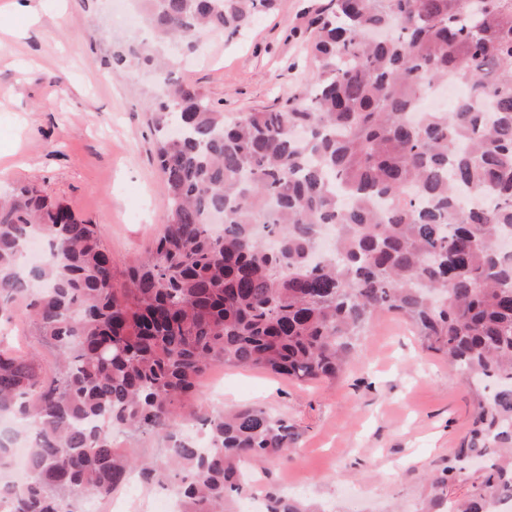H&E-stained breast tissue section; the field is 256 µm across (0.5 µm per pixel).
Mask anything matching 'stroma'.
<instances>
[{
    "instance_id": "stroma-1",
    "label": "stroma",
    "mask_w": 512,
    "mask_h": 512,
    "mask_svg": "<svg viewBox=\"0 0 512 512\" xmlns=\"http://www.w3.org/2000/svg\"><path fill=\"white\" fill-rule=\"evenodd\" d=\"M328 0H272L247 22L172 54L176 78L197 86L228 117L302 95L315 65L313 22ZM120 0H42L38 20L0 21V194L36 186L96 225L116 277L161 234L166 189L155 160L148 104L160 93L151 70L117 49L150 44L147 28L119 22ZM53 363L34 327L0 322V337ZM183 416L228 404L287 414L298 434L288 465L257 466L263 488L312 501L318 512H421L427 474L452 468L447 500L477 493L484 472L458 448L474 400L447 359L425 350L400 315H377L337 382L300 385L268 372L215 364Z\"/></svg>"
}]
</instances>
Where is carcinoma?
Here are the masks:
<instances>
[{"instance_id": "obj_1", "label": "carcinoma", "mask_w": 512, "mask_h": 512, "mask_svg": "<svg viewBox=\"0 0 512 512\" xmlns=\"http://www.w3.org/2000/svg\"><path fill=\"white\" fill-rule=\"evenodd\" d=\"M259 2L147 0L145 14L159 48L195 51ZM316 24L308 95L231 122L144 56L163 88L149 110L167 217L121 285L96 225L31 185L0 196V316L22 305L57 351L46 366L0 347V415L35 434L0 512H84L133 473L183 512H232L246 469L292 459L294 426L255 405L205 412L204 450L182 400L216 363L334 382L381 311L465 382L493 383L459 454L512 452V252L498 246L512 235V0H330ZM466 192L478 203L460 205ZM35 234L48 255L23 271ZM115 432L163 438L164 459L114 447ZM447 481L431 479L427 512ZM508 501L512 468L493 463L457 512ZM264 507L316 512L274 489Z\"/></svg>"}]
</instances>
